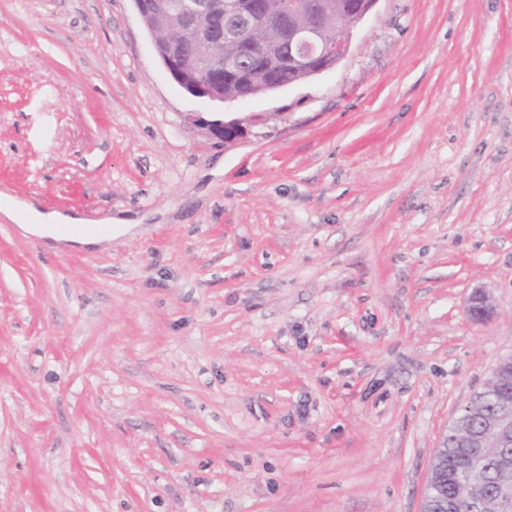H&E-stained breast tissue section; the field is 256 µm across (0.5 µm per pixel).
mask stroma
Here are the masks:
<instances>
[{
  "label": "stroma",
  "mask_w": 512,
  "mask_h": 512,
  "mask_svg": "<svg viewBox=\"0 0 512 512\" xmlns=\"http://www.w3.org/2000/svg\"><path fill=\"white\" fill-rule=\"evenodd\" d=\"M2 191L138 225L0 219V512H421L512 352V0H378L337 67L223 106L134 0H0ZM191 117L194 122L206 127L212 136L220 140H234L240 137V135L244 132L242 120L239 119H233L229 121H226L225 118L206 120L203 117L197 116L195 114H193ZM224 130H231L234 132V135L231 137H225ZM1 213L6 220L11 222L17 221L19 213L26 214L27 224H18L24 236L65 243L71 249L100 246L112 239V232L125 233L134 226L133 224H138L137 220L107 216L100 220L102 224H109L107 233H76L71 230L72 226L85 224V221L75 212L46 209L34 199L14 200L13 205L1 210ZM112 224H116L114 228ZM467 311L473 320L487 322L494 316L496 306L486 291L477 289L468 300Z\"/></svg>",
  "instance_id": "1"
}]
</instances>
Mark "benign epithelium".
<instances>
[{
  "label": "benign epithelium",
  "instance_id": "1",
  "mask_svg": "<svg viewBox=\"0 0 512 512\" xmlns=\"http://www.w3.org/2000/svg\"><path fill=\"white\" fill-rule=\"evenodd\" d=\"M142 19L152 17L164 23L168 32L166 46L155 52L171 78L194 97L214 100L216 88L224 84V77L235 72L224 67L221 48L224 37L217 36L218 28L224 27V0H182L177 7L171 0H134ZM304 9L301 0H291L287 9L269 19L280 32L274 46L285 49L284 56L296 63H305L321 74L337 66L350 49L352 29L334 38L324 34L320 25L304 30H288L285 21ZM192 120L220 139H236L244 132L242 121L233 119L206 120L192 115ZM234 135L227 138L224 131ZM469 316L477 322H487L495 314L496 306L486 291L477 289L468 300ZM512 432V417L499 414L487 421L478 437L500 439ZM469 512H509L512 509V477L500 475L494 484L492 495L480 488H473V496L467 501Z\"/></svg>",
  "mask_w": 512,
  "mask_h": 512
}]
</instances>
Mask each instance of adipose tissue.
<instances>
[{"label": "adipose tissue", "instance_id": "adipose-tissue-1", "mask_svg": "<svg viewBox=\"0 0 512 512\" xmlns=\"http://www.w3.org/2000/svg\"><path fill=\"white\" fill-rule=\"evenodd\" d=\"M26 214L27 224L22 225L23 235L51 240L77 249L99 246L109 241V234L77 233L74 225L80 224V217L73 212L43 208L37 200L20 199L14 201L10 208L0 211V216L9 221H16L18 214Z\"/></svg>", "mask_w": 512, "mask_h": 512}]
</instances>
